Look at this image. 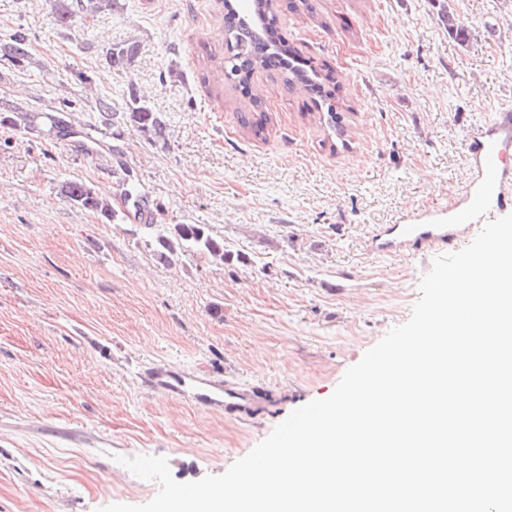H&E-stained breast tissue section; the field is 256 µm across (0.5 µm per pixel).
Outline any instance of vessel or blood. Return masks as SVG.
<instances>
[{"label": "vessel or blood", "mask_w": 512, "mask_h": 512, "mask_svg": "<svg viewBox=\"0 0 512 512\" xmlns=\"http://www.w3.org/2000/svg\"><path fill=\"white\" fill-rule=\"evenodd\" d=\"M466 148L472 180L465 192L449 204L446 219L379 227L367 240L371 253H450L461 242L476 237L488 221L512 213V107L500 108L487 121L472 127ZM146 382L163 394L207 409H221L230 416L247 414L256 399L255 388L235 378L216 381L206 371L169 363L150 368Z\"/></svg>", "instance_id": "obj_1"}]
</instances>
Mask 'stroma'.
Here are the masks:
<instances>
[{
	"instance_id": "1",
	"label": "stroma",
	"mask_w": 512,
	"mask_h": 512,
	"mask_svg": "<svg viewBox=\"0 0 512 512\" xmlns=\"http://www.w3.org/2000/svg\"><path fill=\"white\" fill-rule=\"evenodd\" d=\"M310 3L284 10L281 38L301 70L339 84L342 141L279 73L255 79L264 138L241 127V89L215 77L224 0H116L71 33L53 28L54 0H0V35L31 43L24 65L0 62V108L66 99L75 126L96 127L101 97L115 114L103 157L0 124V512L147 503L157 483L120 463L141 454L181 482L222 474L410 318L431 259L376 256L365 240L466 189L469 129L512 105V0ZM447 6L469 42L449 34ZM126 40L139 52L113 70L97 49ZM134 88L164 140L130 121ZM117 167L152 225L59 193L76 179L116 199ZM175 224L206 225L241 261L191 249L160 263L153 240ZM160 362L238 376L268 401L238 419L155 393L144 374Z\"/></svg>"
}]
</instances>
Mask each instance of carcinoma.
<instances>
[{"mask_svg": "<svg viewBox=\"0 0 512 512\" xmlns=\"http://www.w3.org/2000/svg\"><path fill=\"white\" fill-rule=\"evenodd\" d=\"M116 0H57V6L53 17V26L60 30H70L74 27L76 17L87 19L98 13L109 10L113 7ZM263 7L268 27L276 28L280 24L282 15V5L279 0H256ZM224 28L227 34V40L234 45L245 46L242 53L234 52L224 59V65L221 66V74L227 81H234L244 87V93L249 102L246 109L257 110L262 108L264 98L262 90L252 85L254 75L259 72L275 70L276 60L272 57V52L268 50V45L260 42L255 36L245 37L241 35L235 27L232 17L224 15ZM107 64L116 70L123 69L137 55V44L134 42L111 45L102 50ZM30 57L29 41L25 33L17 31L0 42V60L9 62L13 65H21ZM307 84L311 93L322 98L328 103L327 113L331 123L336 126V131L344 133L342 126V116L336 111L332 101L336 98V88H327L322 84L311 83L305 75L292 72V76L286 77V84L292 85L294 82ZM40 119L46 120L50 129L59 133H74L73 125L69 124L64 117L58 115V111L53 112H31L23 115V120L30 126L37 124ZM130 119L137 124V127L143 133L156 140L165 139L166 122L161 113L152 111L147 105L142 103L141 97L137 91H132V112ZM242 127L254 137L264 135L266 125L269 123V115L265 112L260 113L257 120H252L251 116L241 114ZM61 194L71 203L84 209L96 212L106 219L116 216V211L112 209V204L100 197L88 184L79 180H69L61 187ZM193 248L203 251L210 255L214 260L227 263L233 260V255L224 250V241L210 235L203 224H175L166 233L155 237V251L158 258L171 263L182 252Z\"/></svg>", "mask_w": 512, "mask_h": 512, "instance_id": "cac0c4a2", "label": "carcinoma"}]
</instances>
